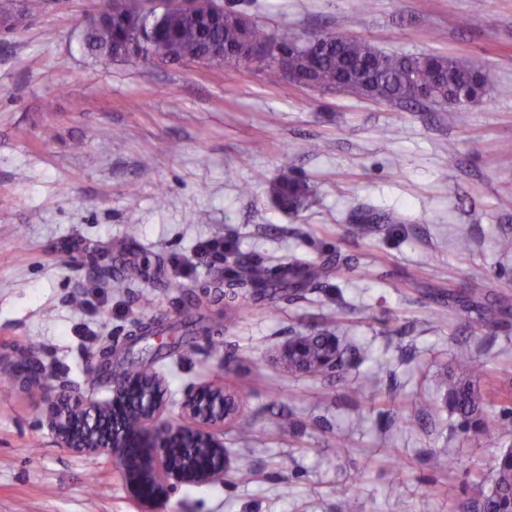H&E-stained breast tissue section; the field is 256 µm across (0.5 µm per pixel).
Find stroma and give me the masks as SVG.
<instances>
[{
  "label": "stroma",
  "mask_w": 512,
  "mask_h": 512,
  "mask_svg": "<svg viewBox=\"0 0 512 512\" xmlns=\"http://www.w3.org/2000/svg\"><path fill=\"white\" fill-rule=\"evenodd\" d=\"M97 6L47 0L0 38V365L35 349L52 383L103 401L101 350L149 362L169 417L223 386L240 402L224 448L256 475L146 505L112 456L58 447L36 394L0 372V512H336L345 486L353 512H474L512 413L488 406L487 432L463 434L440 381L462 340L481 386L512 391V0H233L270 31L457 57L490 79L467 107L282 87L242 62H104L83 44ZM285 168L309 187L294 212L273 197ZM210 237L235 243L227 274L195 254ZM257 261L311 282L257 295L233 274ZM128 265L144 276L124 286ZM331 309L355 361L338 380L289 372L283 349ZM432 451L458 468L438 474Z\"/></svg>",
  "instance_id": "stroma-1"
}]
</instances>
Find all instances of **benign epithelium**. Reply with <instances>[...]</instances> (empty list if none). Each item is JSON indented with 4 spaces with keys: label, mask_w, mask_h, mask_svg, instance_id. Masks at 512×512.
I'll list each match as a JSON object with an SVG mask.
<instances>
[{
    "label": "benign epithelium",
    "mask_w": 512,
    "mask_h": 512,
    "mask_svg": "<svg viewBox=\"0 0 512 512\" xmlns=\"http://www.w3.org/2000/svg\"><path fill=\"white\" fill-rule=\"evenodd\" d=\"M11 11L5 15L0 28L14 31L23 18L18 0H8ZM183 10L190 13L224 11L222 0H181ZM300 46L289 42L288 47L266 44L260 52L268 56L284 79L293 85L310 87L312 83L304 77H292L291 52ZM33 372L21 378L40 389L41 402L45 407L47 425L56 443L81 454H107L116 458L122 467L128 488L140 500L152 504L168 497L175 489L185 484H203L215 480L222 471L191 461L181 468L171 464L170 443L175 438H187L190 447L222 448L224 433L225 398L227 394L219 387L203 385L186 395L181 415L176 418L164 416L165 392L162 382L147 391L142 399V424L135 433L119 429L116 422L130 405L129 392L145 382L135 373L116 381L112 386V397L104 402L88 400L65 387L53 384L44 374L34 353L25 354ZM138 448L132 456L128 449Z\"/></svg>",
    "instance_id": "benign-epithelium-1"
}]
</instances>
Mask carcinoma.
Returning a JSON list of instances; mask_svg holds the SVG:
<instances>
[{"label":"carcinoma","instance_id":"cac0c4a2","mask_svg":"<svg viewBox=\"0 0 512 512\" xmlns=\"http://www.w3.org/2000/svg\"><path fill=\"white\" fill-rule=\"evenodd\" d=\"M99 10L105 20L84 36L92 53L107 60L134 61L152 59L162 64L188 62L208 53L237 50L246 63L267 72L269 80L285 84L277 70L264 56L253 54L244 43L243 19L232 9L224 10L220 18L211 19L200 13L185 14L179 0H154L150 14H141L133 7H110V0H100ZM254 43L277 42L286 45L292 39L305 38L286 31H268L255 23L250 29ZM320 40L318 36L305 39ZM416 55H398L377 49L370 43L351 38L339 46L327 45L316 56L318 69L316 87L333 88L342 81L356 93L378 101L400 102L416 96V89L435 90L438 104L477 91L472 82L470 66L441 55L435 56L437 70L424 68L417 72V81L410 80V62ZM280 206L297 209L307 196V186L294 175L283 171L273 186ZM240 278L265 295L274 298L279 293L294 292L305 287L309 277L300 276L275 282L261 263L242 267ZM336 315L324 317L323 328L299 336L300 349L288 356V369L300 373L338 375L350 364L341 352ZM453 367L441 387L448 413L457 418L458 429L464 433H481L486 428L483 397L476 383L478 367L471 350L463 345L455 348ZM478 512H512V448L496 457L491 488L481 492Z\"/></svg>","mask_w":512,"mask_h":512}]
</instances>
